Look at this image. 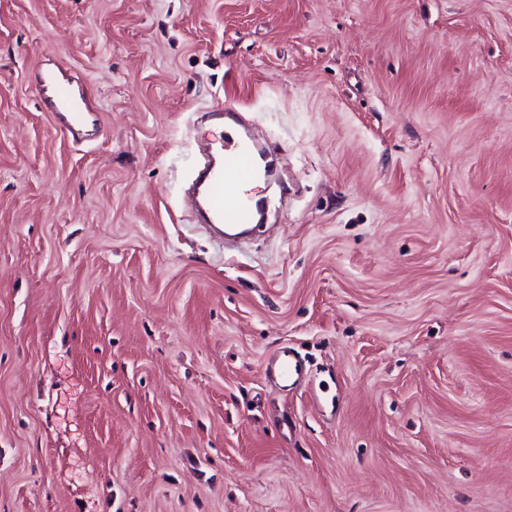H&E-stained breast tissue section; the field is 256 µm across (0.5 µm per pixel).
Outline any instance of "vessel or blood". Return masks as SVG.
<instances>
[{
	"mask_svg": "<svg viewBox=\"0 0 512 512\" xmlns=\"http://www.w3.org/2000/svg\"><path fill=\"white\" fill-rule=\"evenodd\" d=\"M32 82L42 109L55 113L73 140H86L90 129L99 122L98 102L88 84L61 62L34 74ZM233 110V105L219 101L207 109L215 126L224 130V144L207 149L194 193L205 223L225 229L228 235L240 236L247 234L249 224L263 213L264 201L255 195L252 184L260 171L268 168L270 149L245 125L225 124V114ZM263 373L288 391L301 383L304 364L293 348L283 346L266 359Z\"/></svg>",
	"mask_w": 512,
	"mask_h": 512,
	"instance_id": "obj_1",
	"label": "vessel or blood"
}]
</instances>
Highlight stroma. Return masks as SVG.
Returning <instances> with one entry per match:
<instances>
[{
	"label": "stroma",
	"instance_id": "stroma-1",
	"mask_svg": "<svg viewBox=\"0 0 512 512\" xmlns=\"http://www.w3.org/2000/svg\"><path fill=\"white\" fill-rule=\"evenodd\" d=\"M217 100L275 146L239 250ZM0 512H512V0H0ZM32 82L39 95L41 108L58 117L63 130L75 141H84L89 129L99 122L98 102L86 82L72 73L62 62L34 74ZM304 371L301 358L288 345L278 348L266 359L263 366V374L278 380L280 387L287 392L301 383Z\"/></svg>",
	"mask_w": 512,
	"mask_h": 512
}]
</instances>
